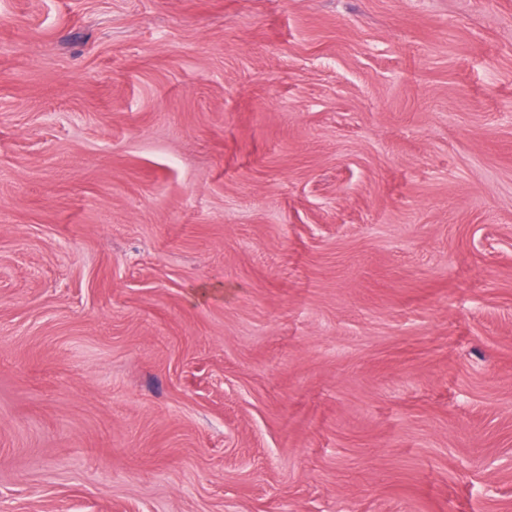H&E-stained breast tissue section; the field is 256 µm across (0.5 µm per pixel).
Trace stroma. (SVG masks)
<instances>
[{"mask_svg": "<svg viewBox=\"0 0 512 512\" xmlns=\"http://www.w3.org/2000/svg\"><path fill=\"white\" fill-rule=\"evenodd\" d=\"M0 512H512V0H0Z\"/></svg>", "mask_w": 512, "mask_h": 512, "instance_id": "35a3bbf8", "label": "stroma"}]
</instances>
